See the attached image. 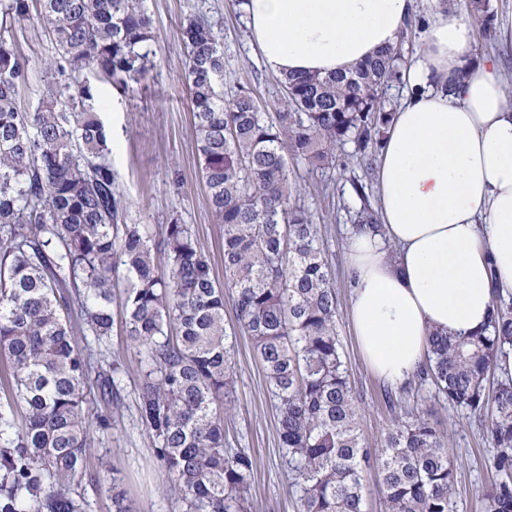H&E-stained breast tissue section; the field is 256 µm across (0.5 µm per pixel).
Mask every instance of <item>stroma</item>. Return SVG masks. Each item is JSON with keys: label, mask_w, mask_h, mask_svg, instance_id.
<instances>
[{"label": "stroma", "mask_w": 512, "mask_h": 512, "mask_svg": "<svg viewBox=\"0 0 512 512\" xmlns=\"http://www.w3.org/2000/svg\"><path fill=\"white\" fill-rule=\"evenodd\" d=\"M493 18L490 36L475 34L470 60L480 63L494 56L501 62L505 89L512 93V48L502 43L500 19L512 16V0H490ZM154 22L152 70L145 83L125 95L111 85L98 86L101 117L112 139V167L117 193L127 223L148 225L158 233L171 216L192 228L199 246L211 257L216 277L224 275V228L211 213L201 179L199 159L191 134L186 79V50L178 32L181 21L200 13L218 21L224 47L225 96L250 89L264 111L273 112L282 98L278 75L263 65L248 40L244 18L234 0H145ZM20 54L29 62V77L18 93L21 108L37 102L43 87L41 61L54 51L48 35L30 23L15 32ZM303 203L319 225L326 243L325 258L339 300L338 333L349 368L351 386L361 409L360 432L367 447H379L390 421L397 416L429 413L448 433V453L457 474L458 512H483L482 492L494 473L490 442L475 418L435 398L431 389L416 384L396 387L381 382L363 360L349 319L351 298L347 236L352 216L362 200H375V172L349 161L346 169L312 172L298 167ZM366 186L357 195L355 183ZM224 323L236 336L237 373L232 404L224 414L226 445L251 449L256 461L249 498L252 512H297L291 480L282 465L273 403L248 337L239 332L232 309ZM109 360L120 363L118 401L105 399L99 390L87 397L91 415L107 416L112 426L97 433L87 459L88 471L100 463L117 468L137 512H181V503L153 453V442L137 418L135 387L141 374V355L127 343L121 324L102 345Z\"/></svg>", "instance_id": "1"}]
</instances>
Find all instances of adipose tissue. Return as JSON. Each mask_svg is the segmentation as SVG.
<instances>
[{
    "label": "adipose tissue",
    "instance_id": "obj_1",
    "mask_svg": "<svg viewBox=\"0 0 512 512\" xmlns=\"http://www.w3.org/2000/svg\"><path fill=\"white\" fill-rule=\"evenodd\" d=\"M415 0H244L273 73L345 75L395 46ZM470 19L436 6L379 151L384 236L352 234L350 318L373 372L411 378L439 330L468 336L512 294V104L496 59L468 68Z\"/></svg>",
    "mask_w": 512,
    "mask_h": 512
}]
</instances>
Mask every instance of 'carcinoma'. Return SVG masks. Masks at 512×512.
Here are the masks:
<instances>
[{
  "mask_svg": "<svg viewBox=\"0 0 512 512\" xmlns=\"http://www.w3.org/2000/svg\"><path fill=\"white\" fill-rule=\"evenodd\" d=\"M31 0H0V358L10 398L0 406V512H84L78 491L94 430L85 389L119 393L120 364L74 345L73 325L102 342L112 331V278L127 274L120 313L142 351L138 420L183 512H251L254 457L225 447L224 400L236 363L224 293L260 360L277 416L298 512H365L364 473L382 474L387 512H457L447 434L425 415L398 418L380 448L359 431V403L337 330L336 288L323 241L301 204L289 162L316 170L342 152L368 165L391 113L386 91L402 76L400 48L338 77L284 76L278 112L246 89L224 100V50L208 19L189 15L179 37L208 206L224 226V283L189 225L160 226L168 269L155 266L146 224L122 222L112 143L96 86L124 94L148 77L154 41L144 0H40L36 23L55 45L34 109L20 108L28 61L14 49ZM354 227L381 231L367 203ZM177 335H172V330ZM512 350V297L495 295L488 327L431 336L415 378L453 407L488 416L495 479L485 512H512V378L488 387ZM90 483L112 492V512H135L118 471Z\"/></svg>",
  "mask_w": 512,
  "mask_h": 512,
  "instance_id": "obj_1",
  "label": "carcinoma"
}]
</instances>
